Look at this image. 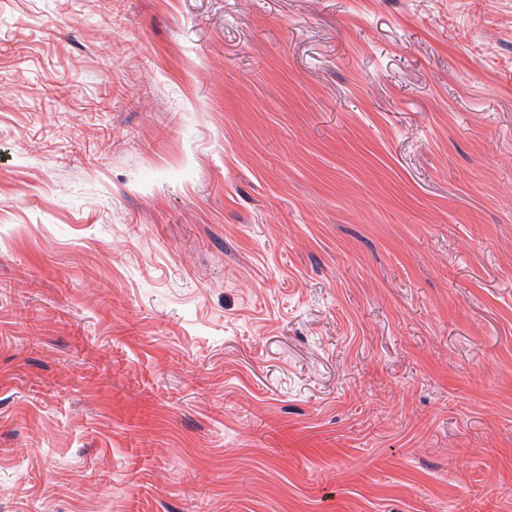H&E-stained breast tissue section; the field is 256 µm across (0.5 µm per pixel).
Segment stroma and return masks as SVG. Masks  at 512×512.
<instances>
[{"instance_id": "35a3bbf8", "label": "stroma", "mask_w": 512, "mask_h": 512, "mask_svg": "<svg viewBox=\"0 0 512 512\" xmlns=\"http://www.w3.org/2000/svg\"><path fill=\"white\" fill-rule=\"evenodd\" d=\"M476 500L512 0H0V512Z\"/></svg>"}]
</instances>
